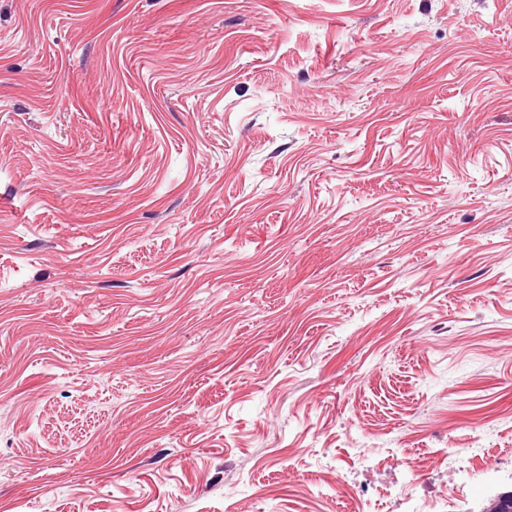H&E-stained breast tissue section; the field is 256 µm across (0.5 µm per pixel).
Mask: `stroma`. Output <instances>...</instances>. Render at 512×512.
Masks as SVG:
<instances>
[{"label": "stroma", "instance_id": "obj_1", "mask_svg": "<svg viewBox=\"0 0 512 512\" xmlns=\"http://www.w3.org/2000/svg\"><path fill=\"white\" fill-rule=\"evenodd\" d=\"M354 484L512 490V0H0V512Z\"/></svg>", "mask_w": 512, "mask_h": 512}]
</instances>
